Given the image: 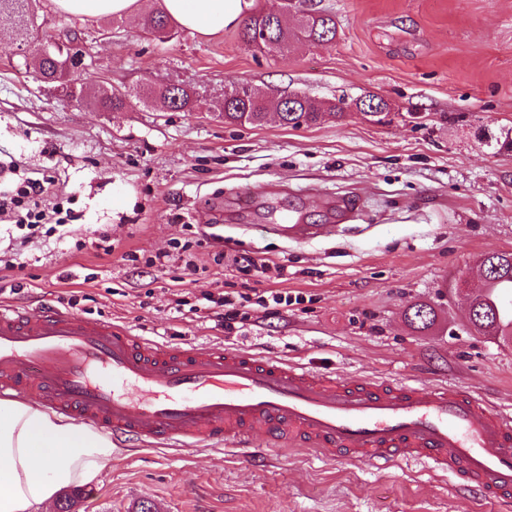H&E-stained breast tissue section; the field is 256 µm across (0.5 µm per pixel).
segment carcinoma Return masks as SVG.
Returning <instances> with one entry per match:
<instances>
[{
    "label": "carcinoma",
    "mask_w": 512,
    "mask_h": 512,
    "mask_svg": "<svg viewBox=\"0 0 512 512\" xmlns=\"http://www.w3.org/2000/svg\"><path fill=\"white\" fill-rule=\"evenodd\" d=\"M34 13L32 0H0V28L11 29L21 40H26L33 29ZM142 27L151 35L162 27H172V22L160 9L147 11L142 19ZM267 32L277 40L286 41L292 34L283 31L277 18L272 14L252 15L241 28L240 37L252 44L256 40L257 32ZM306 40L311 42H329L336 38V22L333 17L321 14L312 20V23L303 25L299 29ZM79 63L71 60L62 52L52 53V59L47 62L49 81L56 82L66 87L70 96L77 100L88 97L87 91L74 83H67L64 77L71 68H76ZM155 99L160 106L170 111H180L188 107L190 97L181 86L169 88L160 87L155 93ZM96 107L112 111L124 107V97L121 95H109L103 91L94 97ZM322 107L309 97H302L291 103V108L284 109L280 115V121L293 128L300 124L314 125L322 120ZM267 118L265 101L259 97H253L247 101L237 98L224 100V121L236 124L261 125ZM489 275L485 279V287L470 294V298L476 303L475 331L483 332L491 330L494 335L502 338H512V298L500 299L489 293V287L493 285H506L512 291V267L501 265L492 266V261H487ZM408 322L418 330H425L434 325L435 314L432 308L426 305H414L409 308Z\"/></svg>",
    "instance_id": "cac0c4a2"
}]
</instances>
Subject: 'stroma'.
Masks as SVG:
<instances>
[{
	"label": "stroma",
	"mask_w": 512,
	"mask_h": 512,
	"mask_svg": "<svg viewBox=\"0 0 512 512\" xmlns=\"http://www.w3.org/2000/svg\"><path fill=\"white\" fill-rule=\"evenodd\" d=\"M33 34H77L88 65L70 77L113 87L112 112L69 99L27 65L29 44L0 33V161L47 176L73 214L65 236L34 239L8 268L0 227V300L109 319L161 343L224 344L359 380L407 377L471 390L512 413V343L468 323L460 280L481 285L479 261L512 252V0H300L336 19L332 43L285 51L244 45L238 27L167 41L139 18L70 16L36 0ZM187 88L191 108L166 111L154 88ZM247 85L270 100L301 94L350 103L340 117L292 128L224 121L225 92ZM385 101L376 123L359 100ZM317 227L293 239L289 217ZM105 231L112 251L89 245ZM84 249H76V240ZM185 242L179 259L147 260ZM223 263H216V254ZM265 260L254 281L235 261ZM187 305L170 310L174 293ZM287 296L249 302L225 329L203 294ZM436 318L425 331L411 305ZM512 512L438 472L328 461L307 448L272 449L250 465L235 450H123L71 512Z\"/></svg>",
	"instance_id": "1"
}]
</instances>
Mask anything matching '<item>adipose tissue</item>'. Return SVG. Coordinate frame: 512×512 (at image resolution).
<instances>
[{
	"label": "adipose tissue",
	"mask_w": 512,
	"mask_h": 512,
	"mask_svg": "<svg viewBox=\"0 0 512 512\" xmlns=\"http://www.w3.org/2000/svg\"><path fill=\"white\" fill-rule=\"evenodd\" d=\"M77 16H135L138 0H53ZM182 28L209 37L242 23L254 0H161ZM111 438L20 400L0 401V512H38L64 489L93 483L111 460Z\"/></svg>",
	"instance_id": "ef3b65f1"
}]
</instances>
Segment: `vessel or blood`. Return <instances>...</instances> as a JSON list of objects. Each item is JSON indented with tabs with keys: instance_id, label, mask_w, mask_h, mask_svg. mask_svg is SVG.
I'll return each mask as SVG.
<instances>
[{
	"instance_id": "1",
	"label": "vessel or blood",
	"mask_w": 512,
	"mask_h": 512,
	"mask_svg": "<svg viewBox=\"0 0 512 512\" xmlns=\"http://www.w3.org/2000/svg\"><path fill=\"white\" fill-rule=\"evenodd\" d=\"M21 397L117 446L300 445L371 465L416 462L512 499V416L459 388L347 380L244 348L160 344L104 319L0 301V399Z\"/></svg>"
}]
</instances>
